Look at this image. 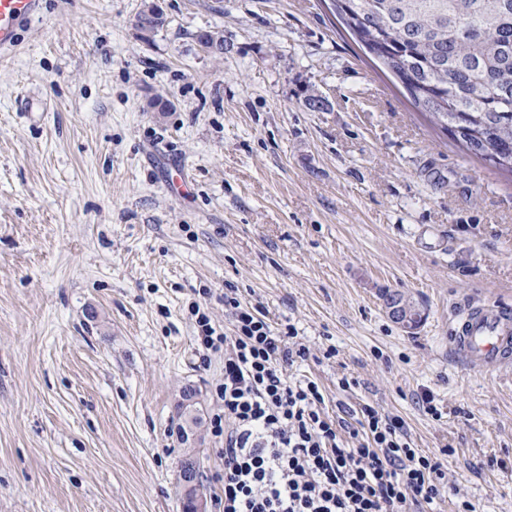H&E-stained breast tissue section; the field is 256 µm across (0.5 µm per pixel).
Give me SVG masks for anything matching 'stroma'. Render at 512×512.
Masks as SVG:
<instances>
[{
  "label": "stroma",
  "mask_w": 512,
  "mask_h": 512,
  "mask_svg": "<svg viewBox=\"0 0 512 512\" xmlns=\"http://www.w3.org/2000/svg\"><path fill=\"white\" fill-rule=\"evenodd\" d=\"M144 2L43 0L0 58V512H183L189 456L219 512L224 355L203 359L190 308L231 331L228 288L295 328L288 377L330 419L373 405L442 458L435 512H512V367L449 342L467 305L512 304V177L323 0H155L152 31ZM384 309L393 322L409 328L415 324L421 315L420 309L414 302L402 293L382 297Z\"/></svg>",
  "instance_id": "stroma-1"
}]
</instances>
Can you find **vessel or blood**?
Instances as JSON below:
<instances>
[{"label": "vessel or blood", "mask_w": 512, "mask_h": 512, "mask_svg": "<svg viewBox=\"0 0 512 512\" xmlns=\"http://www.w3.org/2000/svg\"><path fill=\"white\" fill-rule=\"evenodd\" d=\"M42 0H0V53L14 50L21 33L39 19ZM451 343L466 363L495 371L512 364V306L467 308L452 330Z\"/></svg>", "instance_id": "obj_1"}]
</instances>
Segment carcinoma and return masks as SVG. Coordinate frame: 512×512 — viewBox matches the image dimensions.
I'll use <instances>...</instances> for the list:
<instances>
[{"label": "carcinoma", "instance_id": "obj_1", "mask_svg": "<svg viewBox=\"0 0 512 512\" xmlns=\"http://www.w3.org/2000/svg\"><path fill=\"white\" fill-rule=\"evenodd\" d=\"M342 23L469 157L512 175V0H337Z\"/></svg>", "mask_w": 512, "mask_h": 512}]
</instances>
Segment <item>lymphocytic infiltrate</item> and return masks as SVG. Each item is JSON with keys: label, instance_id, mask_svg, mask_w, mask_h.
I'll list each match as a JSON object with an SVG mask.
<instances>
[{"label": "lymphocytic infiltrate", "instance_id": "1", "mask_svg": "<svg viewBox=\"0 0 512 512\" xmlns=\"http://www.w3.org/2000/svg\"><path fill=\"white\" fill-rule=\"evenodd\" d=\"M224 307L229 335L193 308L203 350L224 353L210 419L224 442L223 512H433L443 464L412 448L400 417L364 405L349 429L358 444L345 447L319 384L288 379L309 348L235 291L225 292Z\"/></svg>", "mask_w": 512, "mask_h": 512}]
</instances>
